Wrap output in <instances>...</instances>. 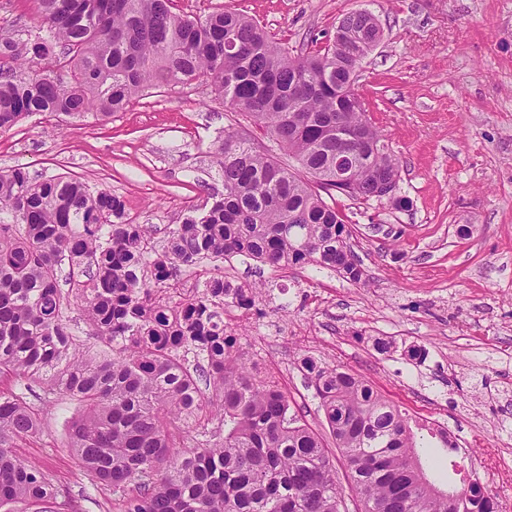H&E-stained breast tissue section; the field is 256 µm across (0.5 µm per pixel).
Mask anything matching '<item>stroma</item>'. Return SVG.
<instances>
[{
    "label": "stroma",
    "instance_id": "stroma-1",
    "mask_svg": "<svg viewBox=\"0 0 512 512\" xmlns=\"http://www.w3.org/2000/svg\"><path fill=\"white\" fill-rule=\"evenodd\" d=\"M204 15L218 7L254 17L282 47L333 36L340 19L366 10L382 37L355 84L400 161L396 196L336 194L367 274L352 283L313 265L273 270L232 259L230 280L264 290L251 308H229L245 360L274 376L308 423L327 433L303 358L369 380L414 420L441 424L470 449L464 479L497 493L512 512V0H176ZM269 141L231 113L205 83L149 91L107 120L52 127L34 115L0 134V170L39 179L64 174L125 202L156 241L192 206L222 194L227 128ZM469 226V236L459 235ZM396 350L381 354L376 337ZM424 350L422 360L404 349ZM73 406L59 399L39 435L17 453L49 472L76 512H122L95 491L67 445Z\"/></svg>",
    "mask_w": 512,
    "mask_h": 512
}]
</instances>
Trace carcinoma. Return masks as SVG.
<instances>
[{
  "label": "carcinoma",
  "mask_w": 512,
  "mask_h": 512,
  "mask_svg": "<svg viewBox=\"0 0 512 512\" xmlns=\"http://www.w3.org/2000/svg\"><path fill=\"white\" fill-rule=\"evenodd\" d=\"M33 24L0 34V133L36 114L109 118L149 89L206 82L310 178L227 129L224 195L192 207L158 249L120 196L70 176L0 170V382H10L0 387V512L61 509L52 477L13 451L59 397L77 406L70 448L122 512H500L476 479L467 494L430 479L425 436L452 448L447 432L309 357L302 370L328 448L278 382L243 362L224 308L255 299L233 281L213 275L187 298L169 296L180 267L217 269L235 256L365 279L320 191L408 204L393 195L399 165L385 135L349 93L359 71L352 39L375 41L374 16L352 12L334 39L312 38L293 55L241 12L195 17L175 0H37ZM343 156L349 190L336 184ZM73 306L94 344L68 324Z\"/></svg>",
  "instance_id": "obj_1"
}]
</instances>
